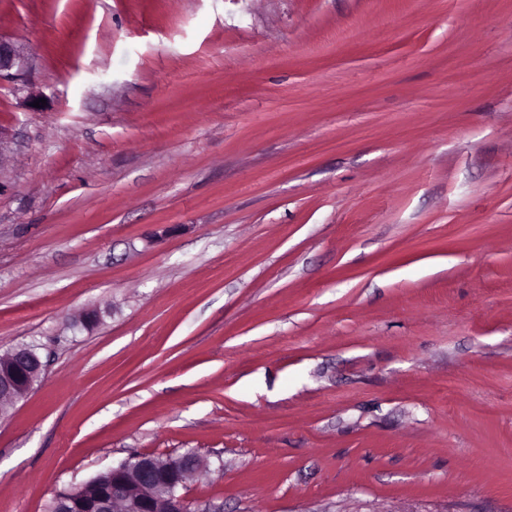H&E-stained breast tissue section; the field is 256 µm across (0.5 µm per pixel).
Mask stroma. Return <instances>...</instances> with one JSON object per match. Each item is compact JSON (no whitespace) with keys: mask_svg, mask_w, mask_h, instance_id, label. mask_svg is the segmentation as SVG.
<instances>
[{"mask_svg":"<svg viewBox=\"0 0 512 512\" xmlns=\"http://www.w3.org/2000/svg\"><path fill=\"white\" fill-rule=\"evenodd\" d=\"M0 36V354L46 366L0 512L190 450L203 512H512V0H0ZM25 67L26 57L23 49L0 36V81L3 78L17 79L23 75Z\"/></svg>","mask_w":512,"mask_h":512,"instance_id":"stroma-1","label":"stroma"}]
</instances>
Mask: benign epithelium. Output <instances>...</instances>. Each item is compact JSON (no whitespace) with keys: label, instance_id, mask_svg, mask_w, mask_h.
I'll return each mask as SVG.
<instances>
[{"label":"benign epithelium","instance_id":"7a95c632","mask_svg":"<svg viewBox=\"0 0 512 512\" xmlns=\"http://www.w3.org/2000/svg\"><path fill=\"white\" fill-rule=\"evenodd\" d=\"M26 57L0 36V80L23 75ZM45 370L35 349L22 345L0 355V405L28 394ZM85 484L56 494L49 512H197L179 493L201 466L193 452L177 457L133 455Z\"/></svg>","mask_w":512,"mask_h":512}]
</instances>
